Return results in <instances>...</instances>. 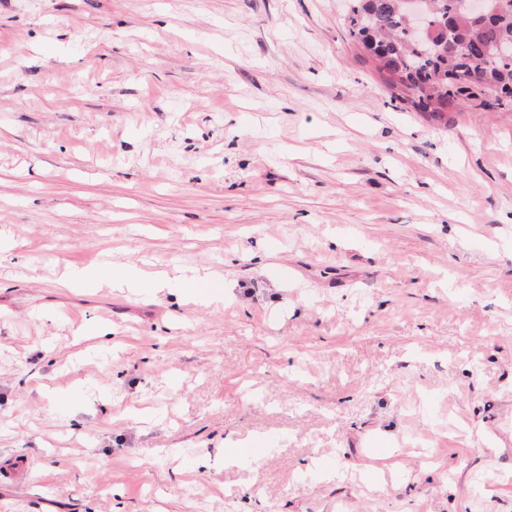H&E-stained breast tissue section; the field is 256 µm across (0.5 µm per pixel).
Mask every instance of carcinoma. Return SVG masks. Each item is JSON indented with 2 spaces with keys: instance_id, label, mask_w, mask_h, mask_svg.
<instances>
[{
  "instance_id": "cac0c4a2",
  "label": "carcinoma",
  "mask_w": 512,
  "mask_h": 512,
  "mask_svg": "<svg viewBox=\"0 0 512 512\" xmlns=\"http://www.w3.org/2000/svg\"><path fill=\"white\" fill-rule=\"evenodd\" d=\"M480 19L466 0H431L427 37L410 32L401 0H346L350 36L375 63L388 88L419 112L442 119L476 94L512 112V0H489Z\"/></svg>"
}]
</instances>
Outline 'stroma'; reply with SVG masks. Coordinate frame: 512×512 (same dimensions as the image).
I'll return each instance as SVG.
<instances>
[{"instance_id":"stroma-1","label":"stroma","mask_w":512,"mask_h":512,"mask_svg":"<svg viewBox=\"0 0 512 512\" xmlns=\"http://www.w3.org/2000/svg\"><path fill=\"white\" fill-rule=\"evenodd\" d=\"M342 13L0 0V512H512V112Z\"/></svg>"}]
</instances>
